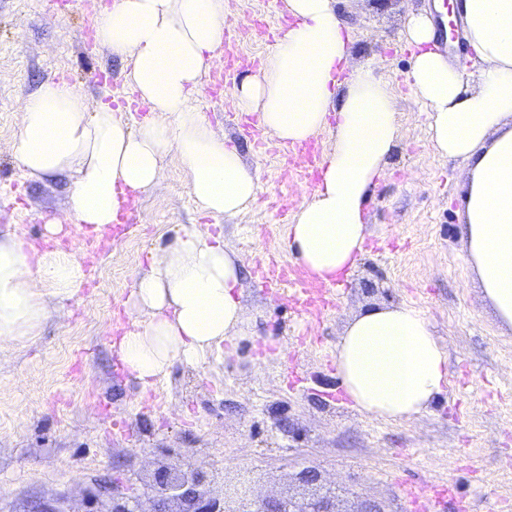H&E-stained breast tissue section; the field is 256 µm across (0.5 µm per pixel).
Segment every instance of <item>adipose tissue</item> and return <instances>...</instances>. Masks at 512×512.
I'll return each mask as SVG.
<instances>
[{
  "label": "adipose tissue",
  "mask_w": 512,
  "mask_h": 512,
  "mask_svg": "<svg viewBox=\"0 0 512 512\" xmlns=\"http://www.w3.org/2000/svg\"><path fill=\"white\" fill-rule=\"evenodd\" d=\"M283 3L295 23L237 88L236 107L257 113L260 126L284 142L306 141L335 123L321 182L284 236L298 263L328 283L363 254L364 204L400 137L398 112L377 59L342 80L352 39L338 0ZM457 8L472 49L468 64H449L435 51L431 17L415 12L403 30L416 49L408 79L435 149L465 165L463 245L485 301L512 330V0H459ZM224 11V0H112L98 13L96 38L130 61L149 119L130 122L51 79L21 101L16 159L28 174L69 179L72 223L111 226L130 195L161 186L170 154L205 215L232 219L255 202L258 175L197 105L202 76L220 60ZM79 251H40L0 229V349L35 339L53 314L49 300L65 302L84 288ZM241 279V260L222 236L183 229L133 277L118 342L130 376L151 389L174 364L228 356L250 326ZM336 367L353 408L375 420L420 415L448 386L444 345L424 314L403 303L347 318Z\"/></svg>",
  "instance_id": "1"
}]
</instances>
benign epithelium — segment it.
Segmentation results:
<instances>
[{
	"mask_svg": "<svg viewBox=\"0 0 512 512\" xmlns=\"http://www.w3.org/2000/svg\"><path fill=\"white\" fill-rule=\"evenodd\" d=\"M291 480L307 494L301 498L290 495L260 498L247 486L235 492L237 507L233 508L226 494H217L205 486L203 473L190 471L172 476L162 469L156 473V486L151 488L154 496L148 498L150 507H142L140 499L114 485L109 512H338L335 494L323 483L317 468H303Z\"/></svg>",
	"mask_w": 512,
	"mask_h": 512,
	"instance_id": "benign-epithelium-1",
	"label": "benign epithelium"
}]
</instances>
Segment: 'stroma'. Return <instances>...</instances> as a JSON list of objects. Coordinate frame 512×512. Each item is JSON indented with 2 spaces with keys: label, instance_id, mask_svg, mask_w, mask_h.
<instances>
[{
  "label": "stroma",
  "instance_id": "35a3bbf8",
  "mask_svg": "<svg viewBox=\"0 0 512 512\" xmlns=\"http://www.w3.org/2000/svg\"><path fill=\"white\" fill-rule=\"evenodd\" d=\"M93 0H0V226L43 244V224L67 223V182L26 174L15 160L19 103L52 79L93 102L124 101L128 63L86 40ZM433 0H339L352 29L350 66L372 56L396 97L401 138L365 206L369 235L330 307L308 316L284 288H263L259 260L293 262L273 207L297 210L307 189L270 133L241 136L235 90L250 64L273 51L282 0H225L224 54L202 78L201 112L223 130L261 197L227 220L196 210L179 160L167 156L164 189L139 195L122 237L94 235L87 284L49 318L38 338L0 351V512H36L57 501L69 512H108L112 488L142 492L159 467L201 468L215 490L248 482L256 494L285 493L288 475L319 467L342 502L351 495L409 512L406 486L451 483L446 512H512V332L484 302L462 244V161L441 156L427 114L407 82L401 38L409 13ZM97 71L101 81L88 73ZM224 236L244 264L242 291L254 331L233 358L175 364L142 391L114 369L115 332L127 323L132 277L182 228ZM374 303L422 311L448 351V388L426 413L375 421L354 411L334 354L346 317Z\"/></svg>",
  "mask_w": 512,
  "mask_h": 512
}]
</instances>
